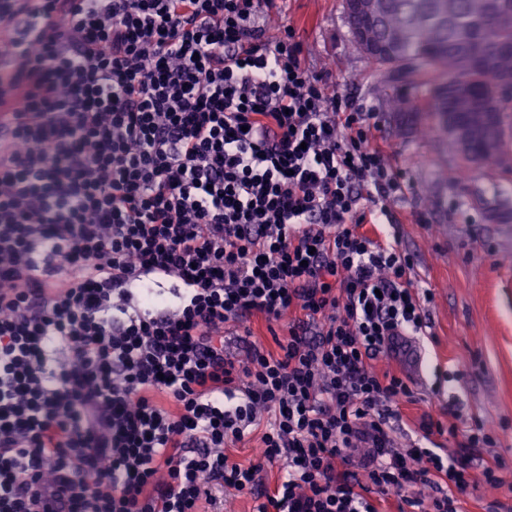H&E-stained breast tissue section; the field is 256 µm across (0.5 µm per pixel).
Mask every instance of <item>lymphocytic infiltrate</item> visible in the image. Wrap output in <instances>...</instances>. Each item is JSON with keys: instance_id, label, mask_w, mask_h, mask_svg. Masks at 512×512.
<instances>
[{"instance_id": "obj_1", "label": "lymphocytic infiltrate", "mask_w": 512, "mask_h": 512, "mask_svg": "<svg viewBox=\"0 0 512 512\" xmlns=\"http://www.w3.org/2000/svg\"><path fill=\"white\" fill-rule=\"evenodd\" d=\"M276 9L0 0V512H460L503 486L482 427L428 448L458 428L425 415L398 443L412 379L374 362L425 335L432 293L363 227L403 174ZM254 317L286 321L276 350Z\"/></svg>"}]
</instances>
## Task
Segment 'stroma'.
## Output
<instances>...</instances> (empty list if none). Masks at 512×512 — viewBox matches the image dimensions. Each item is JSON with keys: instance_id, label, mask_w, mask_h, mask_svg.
I'll use <instances>...</instances> for the list:
<instances>
[{"instance_id": "stroma-1", "label": "stroma", "mask_w": 512, "mask_h": 512, "mask_svg": "<svg viewBox=\"0 0 512 512\" xmlns=\"http://www.w3.org/2000/svg\"><path fill=\"white\" fill-rule=\"evenodd\" d=\"M279 21L296 30L313 73L374 107L377 140L409 181L390 208L401 248L416 257V280L434 294V337L402 360L417 382L403 420L424 412L438 418L457 404L462 430L480 423L496 440L493 454L512 464V153L493 168L471 164L458 178L460 159L447 139L412 131L430 118L431 86L406 91L413 111L390 112L400 85L353 46L341 0H282ZM422 213L424 226L416 222Z\"/></svg>"}]
</instances>
